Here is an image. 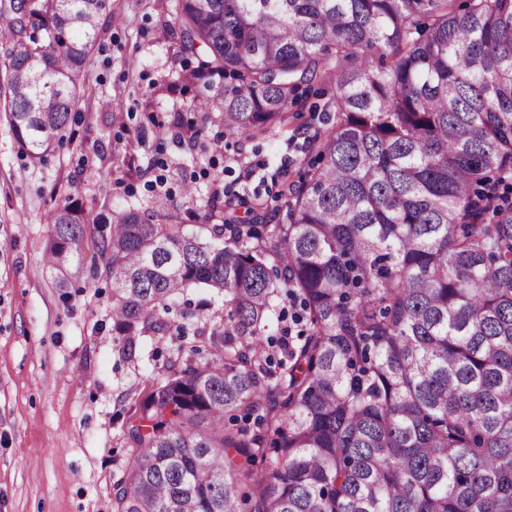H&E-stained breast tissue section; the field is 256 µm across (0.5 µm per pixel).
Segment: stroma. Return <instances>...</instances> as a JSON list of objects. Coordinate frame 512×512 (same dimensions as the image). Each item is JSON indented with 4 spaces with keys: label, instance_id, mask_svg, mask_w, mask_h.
Instances as JSON below:
<instances>
[{
    "label": "stroma",
    "instance_id": "stroma-1",
    "mask_svg": "<svg viewBox=\"0 0 512 512\" xmlns=\"http://www.w3.org/2000/svg\"><path fill=\"white\" fill-rule=\"evenodd\" d=\"M171 0H112L87 66L81 117L44 161L23 157L0 120V512H112V487L126 472V411L159 377L169 338L141 337L126 358L112 336V288L105 277L63 281L46 262L45 214L72 199L90 216L167 204L204 223L215 185L270 214L282 208L273 174L301 155L289 115L278 136L243 142L205 128L219 152L190 149L157 128L195 120L188 103L203 83L168 33ZM196 192L186 195L185 184Z\"/></svg>",
    "mask_w": 512,
    "mask_h": 512
}]
</instances>
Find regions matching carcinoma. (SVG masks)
<instances>
[{
    "mask_svg": "<svg viewBox=\"0 0 512 512\" xmlns=\"http://www.w3.org/2000/svg\"><path fill=\"white\" fill-rule=\"evenodd\" d=\"M174 2L184 79H225L179 141L274 137L318 77L335 119L302 173L278 168L277 224L239 222L237 195L198 231L167 208L49 211L48 262L105 272L127 358L188 289L224 302L193 339L175 328L129 407L113 512H241L248 481L254 512H512V0ZM103 17L112 0H0V112L34 163L77 117Z\"/></svg>",
    "mask_w": 512,
    "mask_h": 512,
    "instance_id": "obj_1",
    "label": "carcinoma"
}]
</instances>
